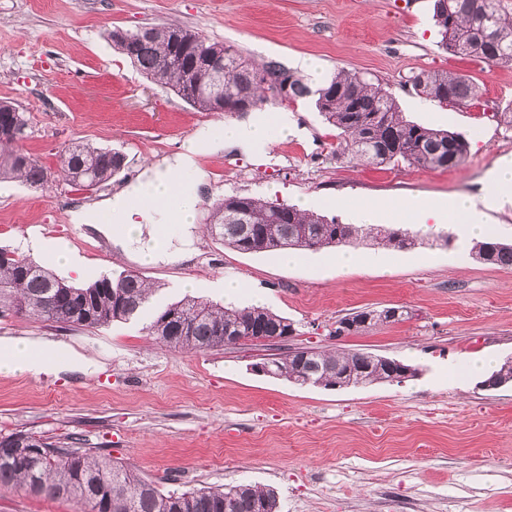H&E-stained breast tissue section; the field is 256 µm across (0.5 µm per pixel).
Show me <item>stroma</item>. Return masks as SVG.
I'll list each match as a JSON object with an SVG mask.
<instances>
[{"mask_svg":"<svg viewBox=\"0 0 512 512\" xmlns=\"http://www.w3.org/2000/svg\"><path fill=\"white\" fill-rule=\"evenodd\" d=\"M433 0H0V102L30 117L25 148L55 167L72 142L122 151L127 166L97 191L63 182L36 188L0 182V249L28 234L64 244L80 259L77 285L133 271L160 283L159 305L186 294L223 303L225 280L247 286L238 308L264 306L293 322V346L368 352L417 368L401 383L301 387L252 371L274 346L201 353L153 342L140 319L105 328L61 329L0 316V338L24 336L77 350L88 374H0V432L26 430L134 465L167 489L250 483L274 488L279 512H512V384L482 388L461 375L489 354L512 357V267L473 258L465 229L428 230L423 246L356 245L371 261L326 264L333 248L288 268L275 252L243 254L208 235L215 204L251 195L351 223L352 198L414 203L475 194L500 158H512V64L441 48ZM175 23L287 69L315 58L325 75L344 69L379 83L404 118L462 134L464 165L362 166L338 156L337 130L314 102L281 103L296 128L269 153L199 154L205 175L189 259H129L105 238L71 223L72 209L123 189L188 143L204 124L240 120L201 112L144 77L114 47L113 30ZM452 72L477 100L438 106L409 78ZM193 291H186V282ZM403 307L408 320L335 337L339 318L364 308ZM0 512H81L79 504L0 486Z\"/></svg>","mask_w":512,"mask_h":512,"instance_id":"stroma-1","label":"stroma"}]
</instances>
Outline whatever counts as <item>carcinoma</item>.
<instances>
[{
    "label": "carcinoma",
    "instance_id": "cac0c4a2",
    "mask_svg": "<svg viewBox=\"0 0 512 512\" xmlns=\"http://www.w3.org/2000/svg\"><path fill=\"white\" fill-rule=\"evenodd\" d=\"M433 17L442 48L496 64L512 63V8L505 0H434ZM112 42L146 78L173 91L200 112H230L238 102L249 109L273 103L267 85L286 76L288 99L315 97V106L343 139L342 155L359 165L407 162L426 169H449L466 161L468 141L448 130L429 128L404 119L393 97L380 85L356 73L340 70L325 85L311 90L303 76L273 62L257 66L232 47L211 41L180 25L112 32ZM210 56L223 61L224 107L202 87L208 70L199 61ZM414 90L443 107L474 99L477 87L465 76L420 72L410 78ZM30 118L8 101L0 102V179L19 178L31 186L48 184L51 170L23 148L30 135ZM125 155L89 143L72 142L58 155V175L81 189L105 185L123 169ZM212 235L240 253L318 250L358 243L368 238L388 248L409 250L424 236L408 228L373 226L363 230L314 211L231 195L217 204L209 218ZM473 258L490 265L512 267V245L494 239L476 243ZM159 287L139 274L102 275L77 287L46 267L0 249V315L38 317L59 328L105 327L149 313L144 326L162 345L200 352L224 347V334L292 336V322L265 307H224L209 300L184 297L148 311ZM410 318L406 309L392 319L374 309L357 310L336 320L335 332L348 336ZM279 377L303 384L310 379L334 386L363 387L375 382H399L415 374L369 353L321 352L289 347L272 359ZM512 378V362H503L484 381L493 388ZM0 485L34 495L73 499L85 512H278L277 492L251 484L228 489L202 487L162 490L140 476L133 466L107 457L92 458L19 430L0 434Z\"/></svg>",
    "mask_w": 512,
    "mask_h": 512
}]
</instances>
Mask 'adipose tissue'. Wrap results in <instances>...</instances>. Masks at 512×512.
<instances>
[{"label": "adipose tissue", "instance_id": "obj_1", "mask_svg": "<svg viewBox=\"0 0 512 512\" xmlns=\"http://www.w3.org/2000/svg\"><path fill=\"white\" fill-rule=\"evenodd\" d=\"M293 122L287 113L255 115L244 121L220 125L205 124L193 138L161 163L143 171L140 177L120 192L105 199L100 208L83 207L71 214L73 223L83 224L103 235L113 236L115 244L143 263L168 260L176 250L161 229L168 224L191 230L195 224L198 186V153L219 154L236 149L245 154L259 152L270 145L272 133L288 134ZM512 202V159L499 160L493 168L483 196L454 198L448 207L425 203L417 207L410 223L421 227L434 224H460L474 237L487 233L484 210L493 204ZM182 258L192 255L190 238H183ZM77 356H57L53 345L30 340L0 339V373H27L33 376L48 371L61 372L79 366Z\"/></svg>", "mask_w": 512, "mask_h": 512}]
</instances>
